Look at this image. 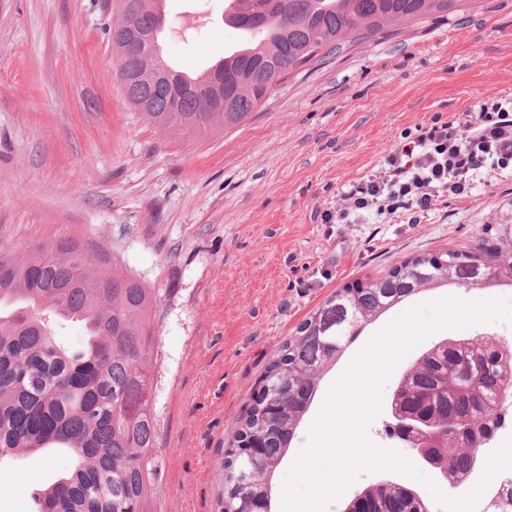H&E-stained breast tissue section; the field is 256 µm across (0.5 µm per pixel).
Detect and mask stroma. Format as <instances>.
Returning a JSON list of instances; mask_svg holds the SVG:
<instances>
[{
    "label": "stroma",
    "instance_id": "1",
    "mask_svg": "<svg viewBox=\"0 0 512 512\" xmlns=\"http://www.w3.org/2000/svg\"><path fill=\"white\" fill-rule=\"evenodd\" d=\"M226 0H165L164 58L197 73L241 47ZM105 0H0V245L73 238L113 253L116 272L155 289L159 421L153 512H223L224 457L281 345L331 294L407 258L475 245L512 216V173L441 202L420 223L320 224L341 188L367 173L405 129L512 94V0H472L449 21L406 23L397 38L345 46L290 78L243 124L205 135L162 131L127 102ZM512 300V288H426L361 324L318 391L271 478L308 442L330 386L391 319L441 297ZM74 458L49 448L0 462V512H32L34 479ZM392 481L445 512L395 471L360 474L323 512H344Z\"/></svg>",
    "mask_w": 512,
    "mask_h": 512
}]
</instances>
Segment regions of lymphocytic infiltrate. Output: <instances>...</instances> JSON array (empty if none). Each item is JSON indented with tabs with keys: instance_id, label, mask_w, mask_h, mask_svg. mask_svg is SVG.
I'll list each match as a JSON object with an SVG mask.
<instances>
[{
	"instance_id": "obj_1",
	"label": "lymphocytic infiltrate",
	"mask_w": 512,
	"mask_h": 512,
	"mask_svg": "<svg viewBox=\"0 0 512 512\" xmlns=\"http://www.w3.org/2000/svg\"><path fill=\"white\" fill-rule=\"evenodd\" d=\"M512 170V97L485 100L405 132L382 161L342 191L343 207L316 211L324 224L372 214L419 223L446 198L470 196L492 173Z\"/></svg>"
}]
</instances>
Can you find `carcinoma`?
<instances>
[{
  "mask_svg": "<svg viewBox=\"0 0 512 512\" xmlns=\"http://www.w3.org/2000/svg\"><path fill=\"white\" fill-rule=\"evenodd\" d=\"M119 0L120 19L110 27L117 76L128 102L160 130H206L220 122L234 128L261 105L281 75L306 56L322 64L345 42L398 34L396 26L426 19H453L464 0H235L248 3L226 20L259 35L224 59L191 76L160 52L159 32L133 51L136 18ZM512 253V231L487 229L474 248L416 256L365 283L336 290L281 346L265 375L283 377L276 416L256 399L247 405L236 440L261 435L264 452L254 460H224V512H246L252 500L271 506L272 486L239 479L243 470L276 469L298 421L313 400L321 369L339 353L365 317L387 310L417 289L450 281L482 288L507 277L498 260ZM0 458L17 451L64 448L73 472L33 493L36 512H149L157 468L154 413L142 408L152 384L148 349L153 344L156 293L136 278L110 269V256L73 239L22 253L0 246ZM84 324L82 349L56 341L55 319ZM428 369L418 380L427 413L456 419L447 443L448 481L464 483L475 467L454 445L474 432L462 419L483 417L479 436L487 442L502 422L512 423V345L492 338L459 336L423 352ZM395 483L380 495L383 509L400 503L428 512L421 500L405 499Z\"/></svg>",
  "mask_w": 512,
  "mask_h": 512,
  "instance_id": "carcinoma-1",
  "label": "carcinoma"
}]
</instances>
